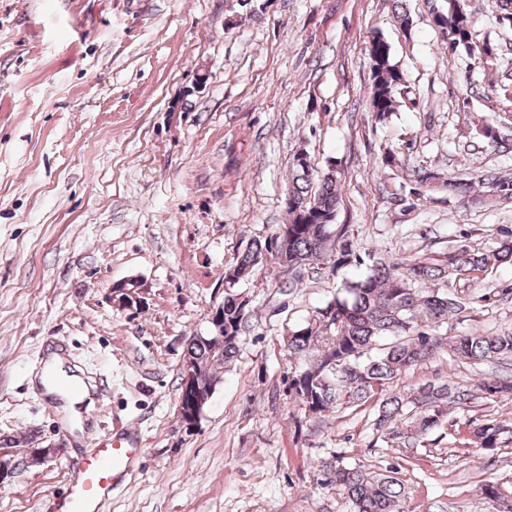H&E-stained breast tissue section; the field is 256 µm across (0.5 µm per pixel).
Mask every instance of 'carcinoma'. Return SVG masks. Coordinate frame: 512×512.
Here are the masks:
<instances>
[{
	"mask_svg": "<svg viewBox=\"0 0 512 512\" xmlns=\"http://www.w3.org/2000/svg\"><path fill=\"white\" fill-rule=\"evenodd\" d=\"M445 48H462L487 63L496 59L491 43L474 41V21L466 0H455L448 12L433 17ZM372 62L371 112L382 121L399 107L404 84L402 72L393 62L388 43L380 36L370 41ZM288 223L271 235L255 239L224 268V352L215 361L203 342L192 343L187 353L195 358L211 382L217 369L237 356L244 324L233 288L250 278L256 266L268 259L301 270L325 260L331 268L362 265L352 228L335 224L339 205L336 169L314 173L307 153L297 152L290 166ZM415 189L440 187L450 195L482 202L480 185L501 203L512 202V175H490L477 181H454L439 170L421 165L413 171ZM512 265V238L493 250L478 245H454L437 255L378 261L371 272L345 283L341 294L316 308L305 323L288 332V359L304 365L288 377V393L299 403L303 418H317L333 410L376 405L372 430L376 438L398 448H426L430 434L450 421V414L465 411L477 398L471 386L450 381L425 382L403 388L401 376L409 369L433 359L448 348L454 357L483 362L512 356V330L496 333L469 331L449 339L442 330L448 320L473 309L494 304V299L512 296V283L492 294L463 298L451 286L478 279L496 265ZM512 426L497 419L476 423L469 435L484 450L503 443ZM325 481L336 485L353 512H399L407 494L404 482L390 474L351 466L341 459L323 465ZM480 495L489 505L512 500V479L485 482Z\"/></svg>",
	"mask_w": 512,
	"mask_h": 512,
	"instance_id": "obj_1",
	"label": "carcinoma"
}]
</instances>
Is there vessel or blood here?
Instances as JSON below:
<instances>
[{
  "label": "vessel or blood",
  "instance_id": "1",
  "mask_svg": "<svg viewBox=\"0 0 512 512\" xmlns=\"http://www.w3.org/2000/svg\"><path fill=\"white\" fill-rule=\"evenodd\" d=\"M137 450L133 441L105 439L78 466L72 480L55 496L54 512H102L121 488Z\"/></svg>",
  "mask_w": 512,
  "mask_h": 512
}]
</instances>
